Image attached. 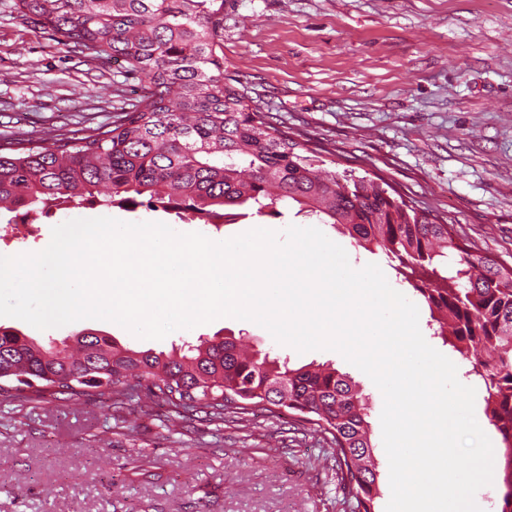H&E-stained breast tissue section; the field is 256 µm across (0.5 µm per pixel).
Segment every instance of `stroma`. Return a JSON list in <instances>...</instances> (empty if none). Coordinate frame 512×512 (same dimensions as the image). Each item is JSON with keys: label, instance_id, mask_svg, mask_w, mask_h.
<instances>
[{"label": "stroma", "instance_id": "obj_1", "mask_svg": "<svg viewBox=\"0 0 512 512\" xmlns=\"http://www.w3.org/2000/svg\"><path fill=\"white\" fill-rule=\"evenodd\" d=\"M13 4L0 0V143L47 146L51 135L114 121L138 86L134 75L67 52L52 31L18 18ZM222 56L225 81L258 100L301 151L317 152L328 170L382 179L394 197L431 210L512 266V0H224ZM97 217L162 222L216 242L308 223L293 205L218 226L143 206L2 212L0 226L33 231L0 238V255L41 251L54 226ZM321 230L354 265L378 264L413 297L382 252L358 248L336 226ZM0 325L45 346L96 332L156 353L232 336L293 368L331 364L368 398L375 509L385 512L383 397L335 351L301 354L257 323L229 317L161 340L96 319L44 331L10 317ZM289 420H189L144 393L118 420L87 396L48 395L22 407L0 400V512H351L328 444L311 425L291 432Z\"/></svg>", "mask_w": 512, "mask_h": 512}]
</instances>
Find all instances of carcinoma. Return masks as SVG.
<instances>
[{"label":"carcinoma","mask_w":512,"mask_h":512,"mask_svg":"<svg viewBox=\"0 0 512 512\" xmlns=\"http://www.w3.org/2000/svg\"><path fill=\"white\" fill-rule=\"evenodd\" d=\"M17 16L58 35L84 58L137 74L143 93L107 127L49 146L0 144V210L48 213L71 203H144L205 224L234 209L262 215L295 203L339 225L356 246L397 262L427 304L434 335L469 363L485 390V416L501 435V512H512V266L455 236L448 224L382 184L336 173L295 152L247 92L224 82L218 51L224 0H15ZM145 392L176 410L275 415L317 426L333 449L352 512H375L378 462L368 401L335 368H299L250 353L226 337L164 355L83 333L47 348L0 325V398L92 395L113 409Z\"/></svg>","instance_id":"cac0c4a2"}]
</instances>
